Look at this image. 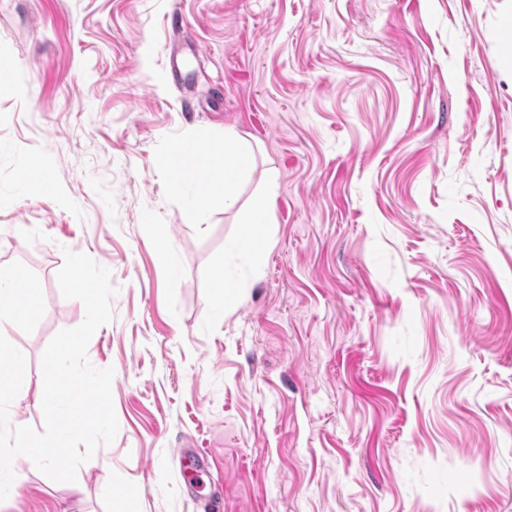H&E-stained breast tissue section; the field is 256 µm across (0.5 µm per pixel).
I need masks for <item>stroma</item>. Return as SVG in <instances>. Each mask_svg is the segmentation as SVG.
I'll return each mask as SVG.
<instances>
[{
    "mask_svg": "<svg viewBox=\"0 0 512 512\" xmlns=\"http://www.w3.org/2000/svg\"><path fill=\"white\" fill-rule=\"evenodd\" d=\"M509 45L512 0H0V263L45 300L11 424L84 319L67 249L117 289L119 423L0 512H512ZM231 130L196 206L169 161ZM243 166L237 168H224L220 173L211 176L208 171H200L199 173L192 167L183 171V173L192 178L198 187V193L201 197L212 199L215 196L224 197L225 204L232 203L231 199L226 196V186L236 181L241 173Z\"/></svg>",
    "mask_w": 512,
    "mask_h": 512,
    "instance_id": "35a3bbf8",
    "label": "stroma"
}]
</instances>
